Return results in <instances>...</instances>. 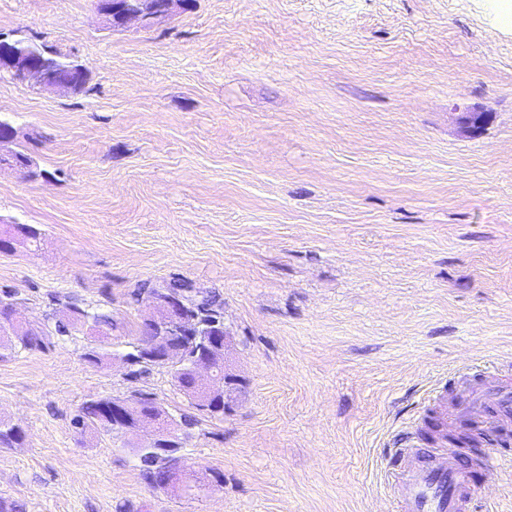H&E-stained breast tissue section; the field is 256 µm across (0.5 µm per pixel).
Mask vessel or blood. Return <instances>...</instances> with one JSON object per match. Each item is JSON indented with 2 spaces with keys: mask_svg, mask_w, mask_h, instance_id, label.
I'll return each instance as SVG.
<instances>
[{
  "mask_svg": "<svg viewBox=\"0 0 512 512\" xmlns=\"http://www.w3.org/2000/svg\"><path fill=\"white\" fill-rule=\"evenodd\" d=\"M452 415L480 426L512 420V378L484 372L461 378L453 391ZM386 474L396 512H474L477 486L473 470L487 473L512 468V456L493 452L475 457L459 445L431 452L401 443L393 449Z\"/></svg>",
  "mask_w": 512,
  "mask_h": 512,
  "instance_id": "obj_1",
  "label": "vessel or blood"
}]
</instances>
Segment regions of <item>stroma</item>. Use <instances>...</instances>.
I'll return each instance as SVG.
<instances>
[{
	"label": "stroma",
	"mask_w": 512,
	"mask_h": 512,
	"mask_svg": "<svg viewBox=\"0 0 512 512\" xmlns=\"http://www.w3.org/2000/svg\"><path fill=\"white\" fill-rule=\"evenodd\" d=\"M0 35L67 55L84 91L0 73V117L42 175L0 168V292L43 327L52 299L112 315L183 279L220 292L245 381L185 453L223 484L150 488L90 400L190 412L169 366L85 361L86 336L0 360V498L23 512H388L392 440L439 384L512 363V0H197L110 29L95 0H0ZM470 112L488 122L464 131ZM512 512V470L476 473ZM1 223L6 224L5 229H1L0 227V242L1 247L0 250H5V242L8 241V237H11L12 235H18L20 237L25 238L28 240L32 247L38 248L41 244V241L43 239V233L40 228H38L35 225L32 224H19L15 221L12 222H2ZM112 400L109 407L112 409V425L109 423L103 411L104 403ZM127 398L99 399L88 401L83 404L79 413L73 418L72 424L75 429L81 433L87 430H93L100 434L119 437L122 434L132 431H140L146 426H150L156 422L154 417L142 418L135 424L131 422V411ZM113 434H121L112 436Z\"/></svg>",
	"instance_id": "35a3bbf8"
}]
</instances>
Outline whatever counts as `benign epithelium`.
Listing matches in <instances>:
<instances>
[{"mask_svg":"<svg viewBox=\"0 0 512 512\" xmlns=\"http://www.w3.org/2000/svg\"><path fill=\"white\" fill-rule=\"evenodd\" d=\"M193 8V0H97V10L112 28H122L131 20H138L144 26L155 21L170 18ZM62 55L45 49V55L37 52V45L27 41L0 37V70L13 80L21 83L34 82L49 91L77 93L89 80L84 67L71 62L70 75L59 77L55 67ZM15 131L7 121H0V160L10 165L25 177L31 176V162L22 165L9 164ZM146 309L143 320L156 328L157 338L148 350L145 359L151 366L170 365L174 373L187 374L193 379L203 409L216 406L229 410L243 387V379L230 371L227 352L231 336L224 328V321L217 323L221 345L206 349L194 358L187 357L181 341L193 340L198 336L195 317L185 304V298L164 290L152 291L144 298ZM112 409V429L116 434L139 431L156 422L153 417L131 422V406L125 398H114L109 404ZM122 446L153 448L156 455L164 457L175 468L176 475H190L189 465L183 448L181 428L175 417H169L167 427L154 429L152 437L143 445L139 442H124Z\"/></svg>","mask_w":512,"mask_h":512,"instance_id":"obj_1","label":"benign epithelium"}]
</instances>
